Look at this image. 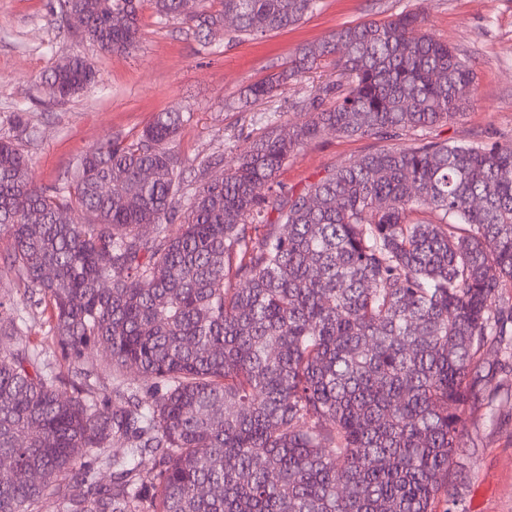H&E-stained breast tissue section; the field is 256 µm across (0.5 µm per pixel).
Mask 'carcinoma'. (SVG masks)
Here are the masks:
<instances>
[{
	"label": "carcinoma",
	"instance_id": "carcinoma-1",
	"mask_svg": "<svg viewBox=\"0 0 512 512\" xmlns=\"http://www.w3.org/2000/svg\"><path fill=\"white\" fill-rule=\"evenodd\" d=\"M219 3L154 0L206 39L227 20L287 29L320 0ZM139 4L60 0V17L125 55ZM328 58L337 79L302 101L306 124L214 160L190 193L181 112L83 152L51 189L0 138V237L24 285L0 297V512H37L49 490L59 512H465V408L509 400L487 385L512 362V146L417 138L286 192L281 169L322 133L424 131L478 93L471 63L405 13L300 47L248 95ZM97 78L60 54L46 83L66 102ZM37 313L67 379L13 343Z\"/></svg>",
	"mask_w": 512,
	"mask_h": 512
}]
</instances>
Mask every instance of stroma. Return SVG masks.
<instances>
[{"instance_id": "obj_1", "label": "stroma", "mask_w": 512, "mask_h": 512, "mask_svg": "<svg viewBox=\"0 0 512 512\" xmlns=\"http://www.w3.org/2000/svg\"><path fill=\"white\" fill-rule=\"evenodd\" d=\"M57 0H0V137L14 139L32 161L31 175L50 188L86 150L115 136L137 139L154 113L187 114L173 152L181 160L188 190L214 174L211 160L247 153L273 116L285 128L310 115L293 109L316 86L334 79L320 68L280 95L246 108L237 102L247 86L287 66L300 46L320 42L344 25L385 20L414 12L427 29L454 47L477 73L479 91L461 112L427 130L430 139L454 143H512V0H322L320 8L291 29L258 38L224 31L204 43L190 23L156 14L142 0L141 38L131 55L100 52L73 29L60 25ZM92 60L99 78L73 100L50 99L45 78L54 52ZM28 109L17 125V109ZM415 132L393 140L326 133L289 158L279 181L298 191L341 164L389 145L413 143ZM468 454L456 469L466 512H512V405L497 415L485 406L467 408Z\"/></svg>"}]
</instances>
